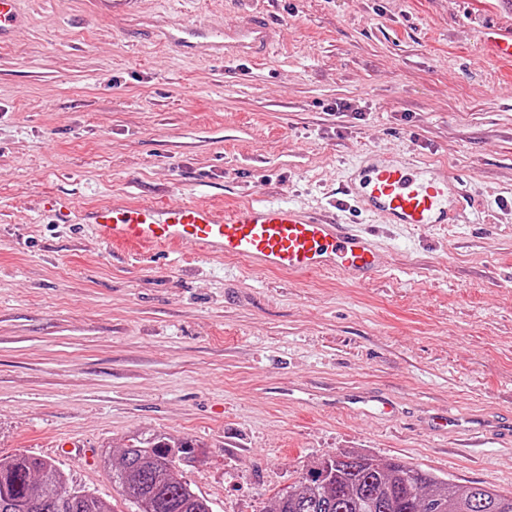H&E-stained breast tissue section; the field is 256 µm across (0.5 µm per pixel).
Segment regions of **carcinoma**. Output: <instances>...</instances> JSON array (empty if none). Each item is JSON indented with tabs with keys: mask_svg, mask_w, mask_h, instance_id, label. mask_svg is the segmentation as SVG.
Returning <instances> with one entry per match:
<instances>
[{
	"mask_svg": "<svg viewBox=\"0 0 512 512\" xmlns=\"http://www.w3.org/2000/svg\"><path fill=\"white\" fill-rule=\"evenodd\" d=\"M183 440L135 439L112 469V482L138 512H212L176 471L193 459ZM0 512H115L94 492L69 484L56 463L35 455L0 457ZM274 512H512V494L455 486L399 462L339 452L319 461L297 486L278 493Z\"/></svg>",
	"mask_w": 512,
	"mask_h": 512,
	"instance_id": "cac0c4a2",
	"label": "carcinoma"
}]
</instances>
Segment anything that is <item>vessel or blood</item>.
<instances>
[{
    "label": "vessel or blood",
    "instance_id": "obj_1",
    "mask_svg": "<svg viewBox=\"0 0 512 512\" xmlns=\"http://www.w3.org/2000/svg\"><path fill=\"white\" fill-rule=\"evenodd\" d=\"M21 0H0V39L20 22ZM168 41L203 58L259 61L277 42V27L251 12L222 30L167 33ZM493 55L512 61V26L485 27ZM459 175L415 159L397 160L376 151L362 154L337 190L343 201L391 224H456L452 204ZM86 220L110 255L187 254L245 260L257 271L310 274L340 271L363 281L382 269L374 241L336 217L290 202L258 199L224 209L210 204L130 203L110 199L89 210Z\"/></svg>",
    "mask_w": 512,
    "mask_h": 512
}]
</instances>
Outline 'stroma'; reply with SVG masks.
Wrapping results in <instances>:
<instances>
[{
	"instance_id": "35a3bbf8",
	"label": "stroma",
	"mask_w": 512,
	"mask_h": 512,
	"mask_svg": "<svg viewBox=\"0 0 512 512\" xmlns=\"http://www.w3.org/2000/svg\"><path fill=\"white\" fill-rule=\"evenodd\" d=\"M496 0H146L214 29L264 11L256 62L198 60L90 0H25L0 40V456L55 461L133 506L106 459L129 440L198 444L184 479L213 512H270L339 451L512 492V447L469 453L432 418L512 431V63L480 29ZM370 149L445 165L461 224L337 209L383 270L256 272L230 258L110 257L48 197L329 207ZM386 398L376 419L354 395Z\"/></svg>"
}]
</instances>
